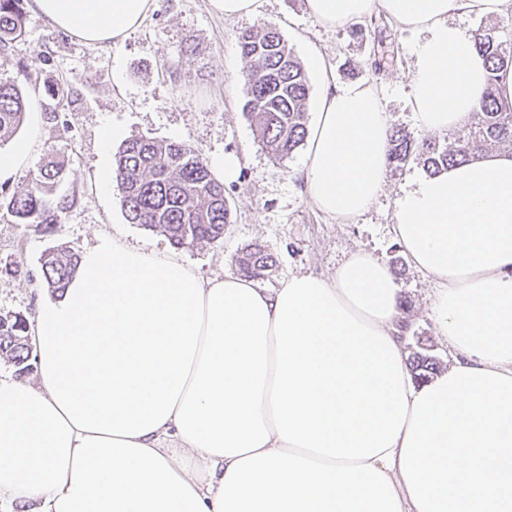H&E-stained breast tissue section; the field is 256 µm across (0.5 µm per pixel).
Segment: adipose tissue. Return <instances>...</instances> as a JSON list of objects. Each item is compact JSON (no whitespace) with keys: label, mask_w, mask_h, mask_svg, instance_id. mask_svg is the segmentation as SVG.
Instances as JSON below:
<instances>
[{"label":"adipose tissue","mask_w":512,"mask_h":512,"mask_svg":"<svg viewBox=\"0 0 512 512\" xmlns=\"http://www.w3.org/2000/svg\"><path fill=\"white\" fill-rule=\"evenodd\" d=\"M156 0H33L89 44L137 29ZM329 26L386 12L421 32L410 103L445 131L486 68L451 13L512 0H306ZM315 70L321 54L311 56ZM308 133L314 206L349 220L382 189L390 125L376 86L323 75ZM396 238L438 281L458 358L416 383L399 287L351 254L327 281L269 290L109 242L88 249L34 327L38 382L0 378V500L15 512H512V156L414 181Z\"/></svg>","instance_id":"1"}]
</instances>
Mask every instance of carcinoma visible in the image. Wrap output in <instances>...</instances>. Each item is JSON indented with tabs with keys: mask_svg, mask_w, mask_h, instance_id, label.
I'll return each instance as SVG.
<instances>
[{
	"mask_svg": "<svg viewBox=\"0 0 512 512\" xmlns=\"http://www.w3.org/2000/svg\"><path fill=\"white\" fill-rule=\"evenodd\" d=\"M24 24L23 0H0V50L17 48ZM476 49L488 62L487 87L465 123L439 142L415 139L402 129L390 130L388 166L422 163L430 174L473 161L488 150L512 151V103L497 95V74L512 67V39L492 30L473 34ZM238 48L247 68L245 109L254 122L259 142L281 160L303 144L308 134L309 80L278 29L264 25L238 36ZM26 112L24 95L15 82L0 79V140L13 135ZM64 174L55 160L39 165L32 182L15 190L7 209L23 224L52 228L50 195ZM115 181L126 219L164 235L176 248L217 241L230 223L231 209L224 185L190 146L135 137L115 155ZM80 256L64 248L49 251L42 263L46 287L62 294L77 272ZM238 274L259 279L276 265L274 256L258 243L235 257ZM27 319L0 317V359L19 372L30 369V352L21 338L28 335ZM414 378L426 381L441 371V363L427 352L409 354Z\"/></svg>",
	"mask_w": 512,
	"mask_h": 512,
	"instance_id": "1",
	"label": "carcinoma"
}]
</instances>
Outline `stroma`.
<instances>
[{"mask_svg":"<svg viewBox=\"0 0 512 512\" xmlns=\"http://www.w3.org/2000/svg\"><path fill=\"white\" fill-rule=\"evenodd\" d=\"M23 7L24 43L0 51V77L16 81L41 122L0 142L1 152L30 145L28 164L0 180V197L27 185L47 156L66 168L51 196L59 206L52 232L0 209V316L35 320L50 294L42 279L45 254L63 246L80 255L102 237L161 255L177 252L203 279L233 272L237 253L259 243L277 259L261 281L267 288L291 274L332 279L349 253L362 250L389 266L408 302L407 344L425 337L450 367L452 352L433 313L436 284L406 261L393 233L394 201L424 176L423 166L388 169L375 202L353 220L328 217L311 203L301 177L306 147L278 162L259 143L244 108L246 62L237 47L242 31L273 24L301 63L321 53L337 84L378 85L390 126L422 139L426 132L409 105L417 33L382 14L358 31L325 26L305 0H265L261 16L241 18L213 12L208 0H156L123 40L90 45L52 26L31 0ZM135 136L189 144L206 161L238 157V177L224 186L232 215L223 239L176 250L165 236L128 223L113 169L118 148Z\"/></svg>","mask_w":512,"mask_h":512,"instance_id":"stroma-1","label":"stroma"}]
</instances>
